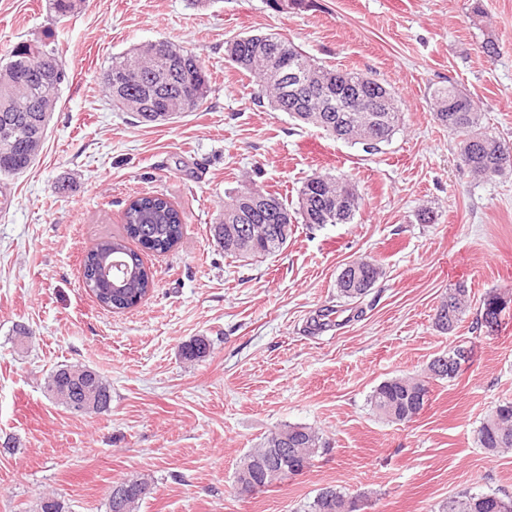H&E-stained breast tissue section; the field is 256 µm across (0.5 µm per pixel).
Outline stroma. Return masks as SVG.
Returning <instances> with one entry per match:
<instances>
[{
    "instance_id": "35a3bbf8",
    "label": "stroma",
    "mask_w": 512,
    "mask_h": 512,
    "mask_svg": "<svg viewBox=\"0 0 512 512\" xmlns=\"http://www.w3.org/2000/svg\"><path fill=\"white\" fill-rule=\"evenodd\" d=\"M259 32L389 83L402 101L389 144L368 154L258 103L224 43ZM35 40L62 45L68 80L34 166L0 178V512H38L45 492L65 512H108L112 483L140 474L154 479L140 512H300L324 487L362 512H434L463 489L512 496V451L492 456L476 439L512 401V303L493 334L475 326L486 293L512 295V173L474 177L430 107L433 89L454 82L512 145V0H307L283 13L265 0H83L65 18L49 0H0V56ZM158 40L195 54L215 91L154 127L113 110L101 78L113 55ZM319 173L356 182L350 223L296 224L282 251L253 261L214 244L229 192L252 182L292 200ZM148 193L183 213L184 235L145 253L152 290L112 313L80 262ZM360 258L383 274L341 299L336 278ZM461 282L470 307L442 333L436 308ZM198 337L208 354L184 360ZM459 344L471 351L461 376L431 381L413 421L373 412L380 382L425 374ZM61 365L104 377L109 410L76 414L49 398ZM286 423L319 428L329 451L239 494L240 459Z\"/></svg>"
}]
</instances>
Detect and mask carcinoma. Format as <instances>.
<instances>
[{
    "label": "carcinoma",
    "mask_w": 512,
    "mask_h": 512,
    "mask_svg": "<svg viewBox=\"0 0 512 512\" xmlns=\"http://www.w3.org/2000/svg\"><path fill=\"white\" fill-rule=\"evenodd\" d=\"M225 56L238 69L259 80L271 108L286 112L294 120L319 128L336 136V127L346 128V142L362 145L373 154L388 143L399 127L401 108L396 93L368 75L328 68L307 56L302 49L283 36L269 32L238 36L226 41ZM56 58L60 81L41 79L42 57ZM63 50L58 44L21 42L0 60V176L15 177L27 172L42 150L45 132L56 110L61 86L66 80ZM295 67L307 77L332 87L336 82L346 90H361L378 97L386 95L388 103L375 113L372 124L358 120L356 112H320L308 109L292 111L288 87V71ZM108 71L122 84L119 89L105 91L112 109L127 112L144 125L160 126L177 114L203 105L212 93L211 74L196 56L166 40L160 46L152 43L112 56ZM431 106L435 120L448 132L461 137L460 164L472 174L491 180L504 174L500 168V152L509 148L489 135L482 126L481 113L472 97L461 88L448 84L434 89ZM338 195L347 197L348 206L341 218H329L326 202ZM267 198L278 211L290 212L288 204L274 192L246 187L224 202V223L211 225L215 242L224 254L235 258L270 256L287 244L292 228L262 219L253 208L255 200ZM362 198L355 184L347 177L315 175L303 182L297 194V208L302 223L322 227L326 224H347L353 220ZM184 219L175 205L163 195H142L132 199L123 213L122 233L100 238L85 254L82 264L83 282H95L90 292L98 304L114 312L136 307L150 288L149 268L141 252L165 254L183 236ZM137 248L130 247V243ZM120 252L137 276L125 283L118 275L108 284L94 279V267L108 262L112 252ZM382 276L379 264L360 259L346 265L336 280L341 297L356 299L368 293ZM469 289L463 282L449 289L442 305L450 308V316L435 318V326L443 333H452L466 314ZM498 293L483 299L480 319L491 318L500 324L497 312ZM209 344L196 338L182 348L184 359L194 361L206 355ZM470 355L450 369L434 366V378L453 380L463 371ZM48 394L67 408L78 404L83 412H104L112 403V389L100 374L87 367L62 366L50 373L46 382ZM428 393L426 381L395 376L378 384L370 405L380 417L391 422L410 421L426 405L422 395ZM482 448L491 454L512 448V402L506 401L487 415L477 431ZM328 450V442L317 430L305 424H285L272 430L259 445L241 460L235 477L261 492L272 484L288 478V469L311 467L316 457ZM152 477L140 475L135 480L112 485L109 512H137L145 499L142 489L151 486ZM306 512H360L351 507V498L335 488L320 490ZM437 512H512V497L497 492L471 493L464 490L439 504Z\"/></svg>",
    "instance_id": "obj_1"
}]
</instances>
